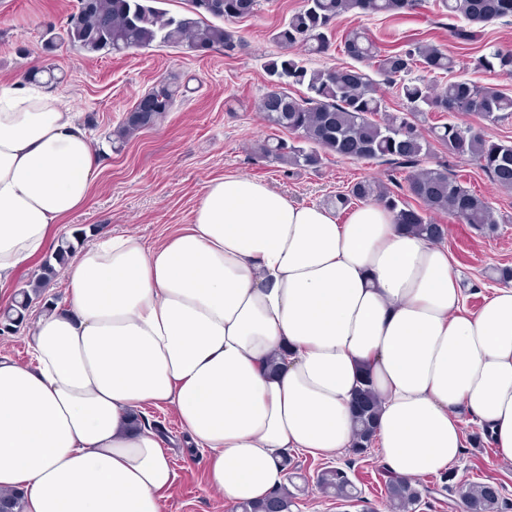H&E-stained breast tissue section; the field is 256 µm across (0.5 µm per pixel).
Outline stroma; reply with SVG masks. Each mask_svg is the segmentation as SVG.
<instances>
[{"mask_svg": "<svg viewBox=\"0 0 512 512\" xmlns=\"http://www.w3.org/2000/svg\"><path fill=\"white\" fill-rule=\"evenodd\" d=\"M77 5V0H0V83L27 74L35 62L53 67L58 78L54 91L73 104L105 158L90 199L65 223L54 226L56 237L68 238L75 226L93 225L104 235L130 232L146 244L161 243L191 223L208 182L229 173L264 181L302 206H327L331 196L372 176L386 178L390 190L407 195L403 169L391 173L375 162L332 155L319 170L296 172L255 155L256 144L269 133L260 104L268 87L263 65L277 51L271 33L302 7L303 0H259L253 16L225 21V29L243 41L231 56L219 48L199 53L184 46L86 56L65 42L46 51V28L63 29ZM454 25L440 0H419L415 9L395 15L350 12L334 22L329 51L310 56L308 64L313 68L346 65L341 43L358 30L383 50L410 39L436 45L456 57L455 76L512 95V76L477 72L471 63L472 57L496 48L512 50V23L486 24L469 46L456 39ZM173 74L181 85L175 108L156 126L113 147L108 133L144 93ZM443 161L465 187L489 201L499 220L496 234L488 236L447 214L431 215L446 227L442 244L459 278L465 307L474 313L497 286L491 278L494 268H512V191L498 188L475 165L450 158L445 146L430 141L427 166ZM143 414L160 425L176 472L163 512H236L209 484L200 451L189 443L175 411L148 406ZM460 427L465 451L454 466L457 480L498 487L504 500L502 512H512V462L496 459L490 439L473 443L479 431L473 418L462 416ZM331 466L347 473L361 493V502L345 506L315 490L317 472ZM287 470V486L295 496L292 512H386L384 484L390 472L378 448L333 457L295 452L288 456Z\"/></svg>", "mask_w": 512, "mask_h": 512, "instance_id": "obj_1", "label": "stroma"}]
</instances>
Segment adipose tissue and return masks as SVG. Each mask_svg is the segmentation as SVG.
Masks as SVG:
<instances>
[{"instance_id": "ef3b65f1", "label": "adipose tissue", "mask_w": 512, "mask_h": 512, "mask_svg": "<svg viewBox=\"0 0 512 512\" xmlns=\"http://www.w3.org/2000/svg\"><path fill=\"white\" fill-rule=\"evenodd\" d=\"M102 167L56 93L0 85V288L54 250ZM65 279L31 362L0 357V492L23 512H162L175 472L134 424L148 405L175 410L225 500H262L285 454L351 447L365 380L392 474L455 464L464 414L512 461V285L467 311L447 249L376 202L340 224L227 174L160 246L101 236Z\"/></svg>"}]
</instances>
